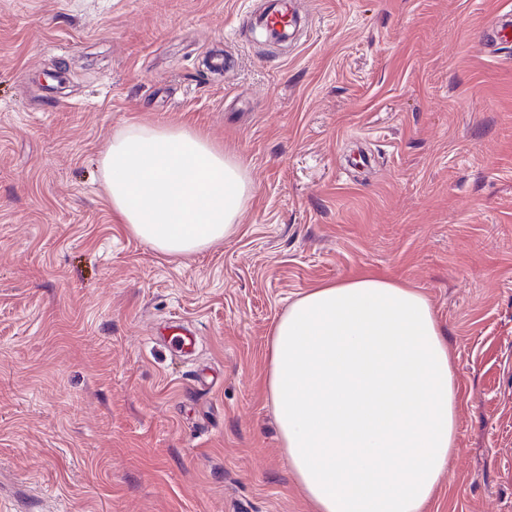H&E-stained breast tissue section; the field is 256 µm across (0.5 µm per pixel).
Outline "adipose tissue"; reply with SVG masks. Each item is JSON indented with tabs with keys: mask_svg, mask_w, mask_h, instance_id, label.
Returning a JSON list of instances; mask_svg holds the SVG:
<instances>
[{
	"mask_svg": "<svg viewBox=\"0 0 512 512\" xmlns=\"http://www.w3.org/2000/svg\"><path fill=\"white\" fill-rule=\"evenodd\" d=\"M113 212L153 250L236 233L248 170L199 131L130 124L101 158ZM262 388L311 512H426L455 443L458 391L427 297L370 274L318 283L274 324Z\"/></svg>",
	"mask_w": 512,
	"mask_h": 512,
	"instance_id": "1",
	"label": "adipose tissue"
}]
</instances>
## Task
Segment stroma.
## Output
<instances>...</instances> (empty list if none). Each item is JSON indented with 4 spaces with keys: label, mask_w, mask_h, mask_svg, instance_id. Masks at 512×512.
I'll return each instance as SVG.
<instances>
[{
    "label": "stroma",
    "mask_w": 512,
    "mask_h": 512,
    "mask_svg": "<svg viewBox=\"0 0 512 512\" xmlns=\"http://www.w3.org/2000/svg\"><path fill=\"white\" fill-rule=\"evenodd\" d=\"M264 6L0 0V512H307L255 381L297 295L363 272L447 334L429 512H512V48L487 45L512 0H296L283 46ZM135 122L240 157L235 235L172 257L126 231L100 157Z\"/></svg>",
    "instance_id": "35a3bbf8"
}]
</instances>
